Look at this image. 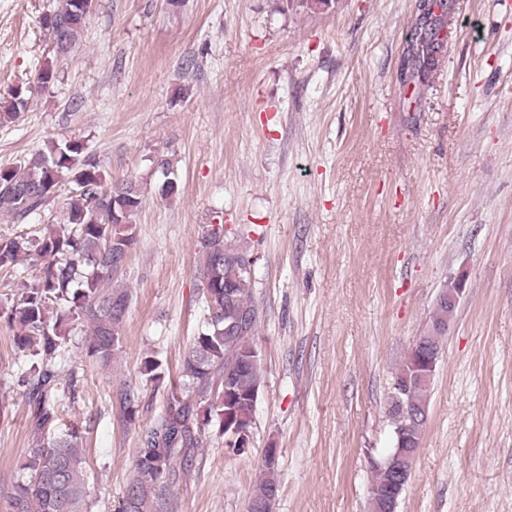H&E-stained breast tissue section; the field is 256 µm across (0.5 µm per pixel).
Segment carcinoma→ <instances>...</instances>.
I'll list each match as a JSON object with an SVG mask.
<instances>
[{
  "mask_svg": "<svg viewBox=\"0 0 512 512\" xmlns=\"http://www.w3.org/2000/svg\"><path fill=\"white\" fill-rule=\"evenodd\" d=\"M68 0L42 17L53 36L57 55H67L81 37L87 11L66 8ZM453 2L446 0L443 12L422 27L409 31L417 49L407 53L408 63L418 80L428 77L438 63L450 28L447 16ZM49 66L39 71L25 88H17L5 105L4 115L16 118L26 111L31 96L53 82ZM164 177L162 195L178 194V181L170 163H158ZM71 185L64 221L45 226L42 236L0 238V268L27 260L40 265L33 281L21 282L6 317L14 330L13 341L21 351L35 358L29 368L28 418L32 444L21 464L26 479L9 495L11 512H83L86 478L85 453L79 433H56L58 416L57 367L64 360L67 336L65 320L83 318L90 328L87 349L90 356L107 365L121 345V332L131 301L122 288L106 287L104 277L118 271L134 243L131 218L142 202V192L132 181L107 185V176L95 158L86 153L80 140L50 141L46 148L18 163L0 168V213L18 221L40 210L56 193L61 182ZM247 254L224 244V225L207 229L200 264L202 295L206 315L202 331L181 362L178 390L168 395L160 420L144 431L138 449L136 476L127 485L119 512H156L157 483L175 481L176 467H191L200 447L197 418L218 424L224 446L235 447L231 431L224 430V414L239 426L252 427L256 401L261 392V359L251 360L257 311L252 300L253 274L242 268ZM453 316L448 299L436 301L428 325L429 342L442 349V326ZM420 356L411 349L392 375L389 420L394 438L406 446L400 457L406 470L412 462L426 429L432 386L415 382L408 392L398 390L404 376L413 373ZM143 375L156 384L164 381L162 362L153 354L144 358ZM279 460L264 459L260 479L250 496L246 512H272L279 492ZM395 479L390 463L376 465L369 488V512H385L382 493Z\"/></svg>",
  "mask_w": 512,
  "mask_h": 512,
  "instance_id": "cac0c4a2",
  "label": "carcinoma"
}]
</instances>
